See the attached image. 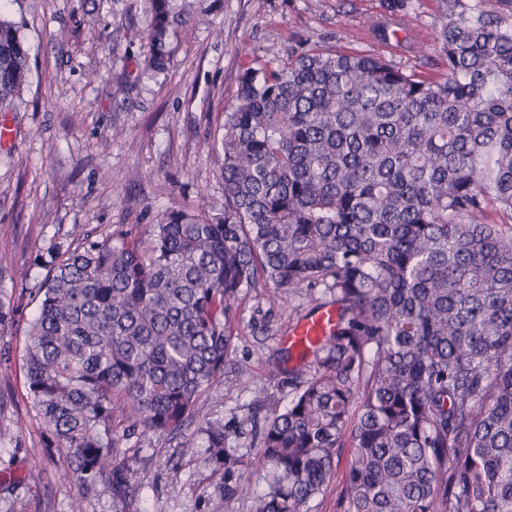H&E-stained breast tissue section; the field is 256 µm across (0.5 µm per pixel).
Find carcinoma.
I'll return each instance as SVG.
<instances>
[{"label":"carcinoma","mask_w":512,"mask_h":512,"mask_svg":"<svg viewBox=\"0 0 512 512\" xmlns=\"http://www.w3.org/2000/svg\"><path fill=\"white\" fill-rule=\"evenodd\" d=\"M454 13L437 31L446 73L313 46L239 74L214 137L224 212L171 210L56 251L34 298L27 399L48 446L88 489L140 483L115 463L135 434L192 419L224 376L244 293L334 305L339 321L297 370L288 405L254 429L268 489L252 512H312L342 448L336 512H512V0ZM202 0H151L146 64ZM405 0L371 34L397 36ZM30 72L20 26L0 16V111ZM28 270L0 261V332ZM230 469L224 423L203 429Z\"/></svg>","instance_id":"1"}]
</instances>
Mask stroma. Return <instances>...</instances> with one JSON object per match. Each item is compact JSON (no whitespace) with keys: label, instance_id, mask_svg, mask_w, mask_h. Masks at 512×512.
<instances>
[{"label":"stroma","instance_id":"stroma-1","mask_svg":"<svg viewBox=\"0 0 512 512\" xmlns=\"http://www.w3.org/2000/svg\"><path fill=\"white\" fill-rule=\"evenodd\" d=\"M205 10L173 28L164 69L145 66L149 0H7L0 14L19 23L29 46V82L0 112L13 131L0 144V259L30 270L15 293V323L0 333L11 359L0 365V427L19 436L0 443V473L16 478L0 489V512H115L112 488L84 489L66 458L46 445L31 410L22 355L37 303L31 291L53 247H68L74 226L93 237L119 229L148 230L178 208L224 210V181L211 160L216 130L243 68L286 62L305 42L369 52L432 76L444 61L436 40L443 0H408L404 49L370 34L389 14L387 0H206ZM311 309L284 302L273 288H254L236 314L224 377L202 396L193 423L169 437L137 436L118 453L140 476L126 512H252L238 484L261 493L252 465L258 440L238 423L256 390L278 404L288 385L272 376L281 340ZM219 420L238 463L216 469L202 426Z\"/></svg>","mask_w":512,"mask_h":512}]
</instances>
